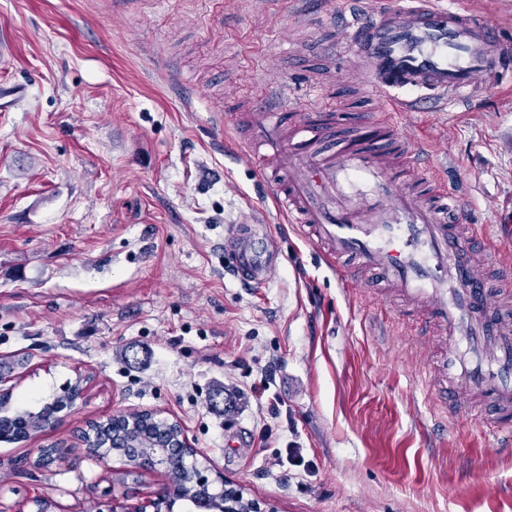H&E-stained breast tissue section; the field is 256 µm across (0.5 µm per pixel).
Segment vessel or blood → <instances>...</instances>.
I'll return each mask as SVG.
<instances>
[{"label": "vessel or blood", "instance_id": "obj_1", "mask_svg": "<svg viewBox=\"0 0 512 512\" xmlns=\"http://www.w3.org/2000/svg\"><path fill=\"white\" fill-rule=\"evenodd\" d=\"M358 2L340 29L381 97L377 121L345 135L319 97L297 107L286 87L274 86L266 97L277 109L248 114L242 154L270 172L267 195L277 216L337 261L339 277L391 284L401 305L447 339L456 392L449 413L473 416L480 401H489L494 411L484 423L496 434L512 419V307L492 301L484 277L498 251L486 225L460 234L463 202L425 169L400 127L422 96L445 109L499 86L512 75V38L491 19L441 0ZM407 168L423 170V186H408ZM471 238L487 242L483 255L468 250ZM224 261L243 283L260 288L282 254L266 225L239 224L224 235Z\"/></svg>", "mask_w": 512, "mask_h": 512}]
</instances>
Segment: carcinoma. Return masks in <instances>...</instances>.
I'll return each instance as SVG.
<instances>
[{"label": "carcinoma", "instance_id": "carcinoma-1", "mask_svg": "<svg viewBox=\"0 0 512 512\" xmlns=\"http://www.w3.org/2000/svg\"><path fill=\"white\" fill-rule=\"evenodd\" d=\"M71 390L44 404L36 412L10 411L8 399H0V439L18 440L35 427L52 424L57 413L70 400ZM176 438V430L149 412L135 417L132 422L126 419H109L105 422H92L88 425L83 439L89 448L96 452L101 448L113 446L116 451H126L131 455L143 446L154 447L168 444ZM160 462L171 470L174 489L179 499L195 505L206 499L219 496L213 487H201L190 481L187 452L183 448H171L160 454Z\"/></svg>", "mask_w": 512, "mask_h": 512}]
</instances>
